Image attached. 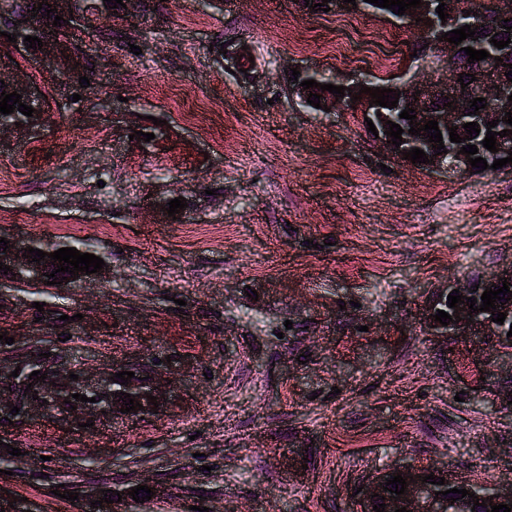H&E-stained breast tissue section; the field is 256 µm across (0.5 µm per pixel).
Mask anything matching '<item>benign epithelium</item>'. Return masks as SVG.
I'll list each match as a JSON object with an SVG mask.
<instances>
[{
	"mask_svg": "<svg viewBox=\"0 0 512 512\" xmlns=\"http://www.w3.org/2000/svg\"><path fill=\"white\" fill-rule=\"evenodd\" d=\"M440 0H421V7L412 9L411 16L408 23L415 28L420 34L424 35L429 40V49L434 57L441 58L449 63L453 62L458 54V46L446 41H439L438 37L444 35L448 30V25L453 22V19L447 18L442 20L436 13V8ZM472 11L476 15L465 17V23L478 30L489 31L493 28L494 20L501 17L512 16V0H493V12L489 13L482 7H474ZM0 16L3 21L0 22V31L3 30L9 34L17 35L16 42L11 44L12 49L16 53L26 51L24 42V30L34 29L36 25L34 20L27 19V22H19V16L11 14V9L0 3ZM421 19V22H416V19ZM43 45L42 50L38 54L42 59L53 63L56 67L66 70L68 72H76L80 66L76 65L78 57L75 52L71 51L64 44L55 42V37L48 33L40 35ZM512 53V43L509 46L498 49L494 48L489 51L490 58L479 63L477 66L469 70V73L475 75L477 80L473 81L470 77L464 78V83L471 94V99L465 103H459L453 110L438 109L432 106V102L443 97L456 96V86L454 81L458 79V74L453 71H448V82L446 83H428L422 84L413 81L407 77V72H402L394 78V82L401 91L399 98V108L405 109L409 106L415 109L414 115L416 119L414 122L422 126L429 120L438 122L439 130L442 133L443 142L445 147H450L451 141L448 128L452 126H462L464 123L476 122L479 128H487V123L492 120H502L505 113L512 112V101L508 100V96L512 95V82L504 81L498 78L495 74L496 61L494 58L502 57L507 53ZM322 72L316 69H307L300 71L298 81L290 80L283 88L285 97L291 101H298L302 104L307 103L308 94L310 90L303 89L300 82L308 79L319 80ZM4 81L9 86L11 91H15L22 95L21 102L28 106L34 107L32 116H24L19 119L21 125H15V122H0V135L19 129L21 131H29L41 127L46 122L47 113L42 111L39 107L35 106L41 98L42 90L33 82L23 81L13 75H4L0 72V81ZM372 80L369 78H362L360 80L347 79L343 77L336 78V85L345 86L351 89V94H346L344 97H339L336 94H325L320 98V105L327 106L330 111L334 112L341 108H354L361 106V109L367 112L368 119L372 120L373 124L378 130V140L381 142L385 156L391 160L401 162L403 161V153L413 149L420 148L424 150L426 156L433 160V163L424 164V168L438 174L446 176L460 177L467 174V157L465 155L459 156V161L450 164L448 163V155L436 154V149L432 148V144L428 143L429 134L421 132V135L415 136L409 134L410 121L406 120L402 123V144L400 147H395L392 144V138L385 134L389 130L386 121H395V115L386 111V108L379 105L373 107L369 106L372 98L368 94H361L360 99L353 101L351 95L359 93L361 86L369 87ZM417 93V97H412V93ZM485 98L484 104L486 108L480 110V114L474 113V108L471 107L472 99ZM9 246V249H4V246ZM0 243V262L10 266L8 274L0 276V291L5 288V282H12L14 280H22L30 283H43L48 281L45 274H49L55 269L59 262H51V259L46 257L44 260L36 263L30 258L22 257V254L28 252V248L40 249L47 253H52V250L43 246L37 245L33 241L23 240H10L8 244ZM469 302L458 304V312L451 313L452 319H460L458 323H451L447 326H442L431 314L435 313V304H430L423 312V319L427 328L435 336H446L450 333L458 336H471L477 333H488V321L477 316V312H472V315H467L469 312ZM127 393L131 397H122L120 407H128V399L132 398L142 404L143 407L151 406V401L147 396L153 394L149 386L137 377L131 379L128 386ZM425 469L411 468L407 471L405 481L408 482L406 493L400 495V500H395V496L388 494L383 490L385 487L384 474L377 475L365 487V501L368 503L373 502L371 495L377 493L385 497L384 503L386 504V512H395V510L404 507L410 512H446L443 509L445 502L435 496L428 490L427 483L423 482L421 476L424 475Z\"/></svg>",
	"mask_w": 512,
	"mask_h": 512,
	"instance_id": "7a95c632",
	"label": "benign epithelium"
}]
</instances>
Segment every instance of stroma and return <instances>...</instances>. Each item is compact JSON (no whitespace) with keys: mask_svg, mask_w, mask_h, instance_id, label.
<instances>
[{"mask_svg":"<svg viewBox=\"0 0 512 512\" xmlns=\"http://www.w3.org/2000/svg\"><path fill=\"white\" fill-rule=\"evenodd\" d=\"M144 2L129 15L79 0L76 75L0 42L51 105L0 144V238L91 243L109 271L0 292L14 339L0 341V489L30 512H92L107 489L114 512H365L357 488L395 466L512 487V351L422 318L437 288L512 266V171L383 172L360 113L273 97L293 66L384 80L406 66L421 82L447 68L411 59L419 34L391 18ZM241 43L253 58L229 73L220 52ZM168 81L204 90L223 125L186 123L152 91ZM37 370L79 373L82 395L101 371L159 374L166 401L118 420L20 407ZM138 485L150 500L132 499Z\"/></svg>","mask_w":512,"mask_h":512,"instance_id":"stroma-1","label":"stroma"}]
</instances>
